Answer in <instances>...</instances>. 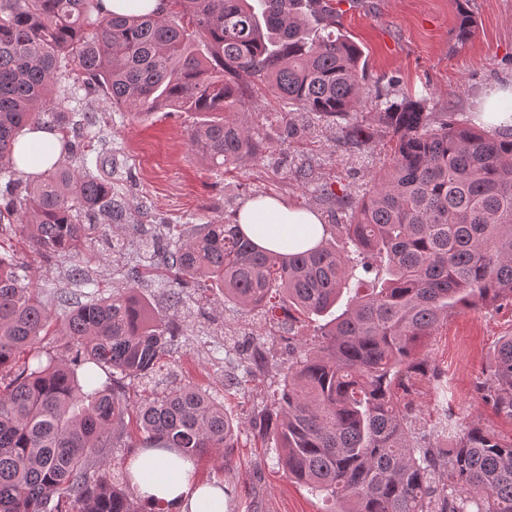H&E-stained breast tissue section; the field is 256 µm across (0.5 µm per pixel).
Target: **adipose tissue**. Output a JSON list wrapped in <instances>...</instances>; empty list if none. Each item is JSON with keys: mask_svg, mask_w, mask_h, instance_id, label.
Returning <instances> with one entry per match:
<instances>
[{"mask_svg": "<svg viewBox=\"0 0 512 512\" xmlns=\"http://www.w3.org/2000/svg\"><path fill=\"white\" fill-rule=\"evenodd\" d=\"M13 157L19 169L37 174L60 160L56 132L24 128ZM241 231L264 249L295 253L314 247L325 228L318 213L274 198L248 200L237 214ZM131 483L148 504H164L167 512H224V486L199 481L194 463L170 450L141 451L129 467Z\"/></svg>", "mask_w": 512, "mask_h": 512, "instance_id": "adipose-tissue-1", "label": "adipose tissue"}]
</instances>
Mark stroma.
I'll return each mask as SVG.
<instances>
[{
    "mask_svg": "<svg viewBox=\"0 0 512 512\" xmlns=\"http://www.w3.org/2000/svg\"><path fill=\"white\" fill-rule=\"evenodd\" d=\"M341 15L343 31L360 46L370 82L390 100L424 99L440 118L476 120L489 90L512 83V0H469L472 38L455 44L457 0H354ZM81 111L95 117L104 136L97 147L114 158L112 190L127 206L125 223L101 227L82 250V268L101 294L127 286V267L141 263L143 237L165 224L235 223L236 214L257 196L282 199L319 213L323 223L346 224L352 207L375 186L389 158L382 148L346 150L335 127L298 115L263 91H254L244 110L249 124L270 143L263 159L230 170L204 168L189 154L194 113L164 110L134 119L101 95H83ZM295 137H288V127ZM310 171L308 183L294 177ZM0 252L12 255L27 282L52 301L66 286L77 262L68 256L45 259L22 234L0 236ZM184 334L162 360L171 381L192 382L226 398L235 417L249 420L269 402V381L246 383L224 395V366L213 352L225 341L247 348L261 342L270 363L287 365L288 341L265 314L236 310L219 289H188ZM512 335V305L461 308L420 349L448 381V404L463 423H479L499 438H512V419L496 414L476 391L489 373L502 337ZM201 481L223 483L224 512H334L336 503L289 478L274 450L262 447L251 430L242 431L231 458L214 453L196 460Z\"/></svg>",
    "mask_w": 512,
    "mask_h": 512,
    "instance_id": "1",
    "label": "stroma"
}]
</instances>
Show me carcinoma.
Here are the masks:
<instances>
[{
    "label": "carcinoma",
    "instance_id": "carcinoma-1",
    "mask_svg": "<svg viewBox=\"0 0 512 512\" xmlns=\"http://www.w3.org/2000/svg\"><path fill=\"white\" fill-rule=\"evenodd\" d=\"M99 0H0V235L19 229L45 256H80L93 231L122 221L125 200L92 167L100 130L71 106L95 89L133 117L171 109L206 117L189 137L191 157L236 169L267 151L245 118V99L265 87L334 125L364 151L388 138L390 164L334 224L344 245L281 254L257 247L237 224H168L164 242L145 241L147 263L130 287L108 297L89 288L80 265L49 307L0 254V512H140L112 470L116 425L135 413L143 448H177L189 458L237 447L248 427L272 443L288 475L336 501V512H512V441L437 409L441 441L417 427L410 382L443 389L442 373L419 357L424 340L458 307L512 303V128L434 121L423 99L384 100L374 125L354 119L365 94L359 46L336 27V0H161L151 15L105 16ZM473 21L459 3L455 40ZM61 135L75 168L53 166L27 181L13 161L29 125ZM171 279L183 289L210 281L224 299L289 318L332 314L321 341L296 345L275 366L261 348L243 358L240 389L274 372L282 385L247 422L206 389L184 383L131 407L124 378L150 382L183 335L176 316L155 315L138 286ZM58 349L41 357L42 334ZM106 373L101 380L99 372ZM482 400L512 419V336L493 355Z\"/></svg>",
    "mask_w": 512,
    "mask_h": 512
}]
</instances>
